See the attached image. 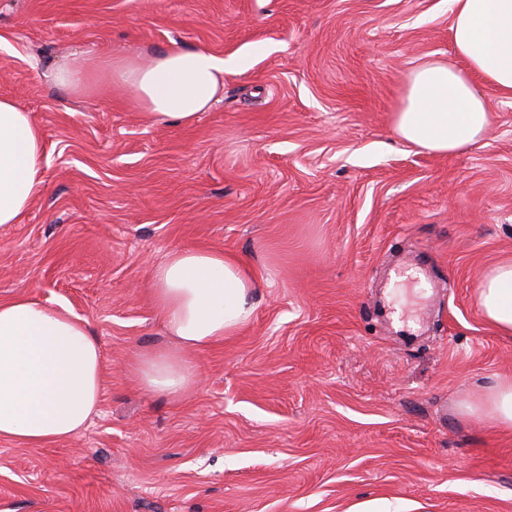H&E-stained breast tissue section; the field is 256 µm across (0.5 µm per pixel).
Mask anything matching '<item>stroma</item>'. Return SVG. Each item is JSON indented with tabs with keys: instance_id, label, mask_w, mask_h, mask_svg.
Wrapping results in <instances>:
<instances>
[{
	"instance_id": "35a3bbf8",
	"label": "stroma",
	"mask_w": 512,
	"mask_h": 512,
	"mask_svg": "<svg viewBox=\"0 0 512 512\" xmlns=\"http://www.w3.org/2000/svg\"><path fill=\"white\" fill-rule=\"evenodd\" d=\"M450 25L448 0H0V96L45 143L42 194L0 226V301L65 306L103 352L81 434L0 439V512H512V430L461 412L512 376L474 303L512 259V98L481 85L488 134L452 155L393 129ZM174 43L248 61L188 124L49 78ZM187 247L259 286L172 398L136 364L172 345L150 279Z\"/></svg>"
}]
</instances>
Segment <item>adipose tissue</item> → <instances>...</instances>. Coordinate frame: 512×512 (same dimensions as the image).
I'll return each mask as SVG.
<instances>
[{
  "instance_id": "adipose-tissue-1",
  "label": "adipose tissue",
  "mask_w": 512,
  "mask_h": 512,
  "mask_svg": "<svg viewBox=\"0 0 512 512\" xmlns=\"http://www.w3.org/2000/svg\"><path fill=\"white\" fill-rule=\"evenodd\" d=\"M454 56L413 67L398 112L397 135L428 152L451 155L478 143L490 113L477 83L512 96V0H449ZM228 61L210 50L171 46L149 59L75 55L51 75L71 96L100 83L123 88L146 115L177 124L208 111L224 88ZM43 136L14 99L0 97V225L20 223L43 189ZM258 282L240 258L186 248L152 274L151 293L173 348L137 363L143 388L178 397L197 382L185 351L237 335L255 310ZM476 303L486 321L512 334V262L482 280ZM102 352L86 319L26 296L0 302V438L40 446L78 435L97 412ZM462 412L512 430V378H499L482 403Z\"/></svg>"
}]
</instances>
